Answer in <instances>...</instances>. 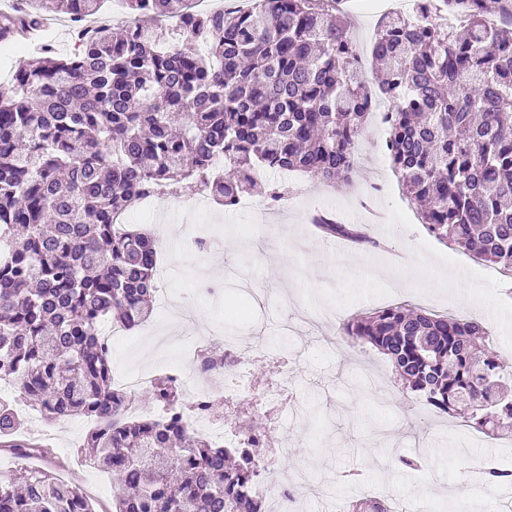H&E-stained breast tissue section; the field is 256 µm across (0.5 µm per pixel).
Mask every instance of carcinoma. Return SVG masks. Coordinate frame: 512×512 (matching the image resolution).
I'll use <instances>...</instances> for the list:
<instances>
[{
    "instance_id": "1",
    "label": "carcinoma",
    "mask_w": 512,
    "mask_h": 512,
    "mask_svg": "<svg viewBox=\"0 0 512 512\" xmlns=\"http://www.w3.org/2000/svg\"><path fill=\"white\" fill-rule=\"evenodd\" d=\"M139 18L173 15L181 29L105 22L65 55L42 58L0 84V379L47 421H93L81 453L122 476L112 512H266L255 495L264 434L226 447L182 420L168 376L154 396L170 412L131 417L112 383L104 320L129 331L150 319L157 242L114 223L159 185L206 187L233 205L260 170L334 183L353 171L357 137L375 105L360 50L336 0H255L249 10L191 12L187 0H124ZM0 12V43L40 29L63 7L75 23L107 0H22ZM457 27L408 15L379 25L377 91L393 106L386 149L427 233L512 279V0H426ZM178 36L198 46L181 49ZM325 237L364 232L321 215ZM343 334L384 354L411 391L444 414L468 410L480 433L512 430V366L470 319L403 305L350 318ZM199 370L222 374L209 350ZM22 419L0 400V512H94L46 465L39 444L15 439ZM350 512H390L362 498Z\"/></svg>"
}]
</instances>
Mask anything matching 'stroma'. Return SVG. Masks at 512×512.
<instances>
[{"label":"stroma","mask_w":512,"mask_h":512,"mask_svg":"<svg viewBox=\"0 0 512 512\" xmlns=\"http://www.w3.org/2000/svg\"><path fill=\"white\" fill-rule=\"evenodd\" d=\"M388 138V127L370 117L358 136L353 183L328 185L299 176L289 204L266 213H228L213 202L154 203L155 212L166 217L159 225L165 241L159 267L174 297H186L202 280L222 278L231 265L260 289L261 298L253 300L224 281L222 302L193 304L192 321L175 326L156 312L149 331H129L111 348L114 370L144 368L161 378L178 364L169 336L186 343L203 336L214 347L229 335L243 348L263 337L271 359L251 368L252 384L261 393L276 374L288 375L292 407L252 410L219 402L215 415L228 425L256 419L268 432L262 458L271 457L278 443H299L298 456L281 466L305 476L296 487L303 512H347L352 499L375 485L391 486L413 510L428 501L435 512H460L454 489L468 472L458 449L490 455L512 443L506 436L479 437L459 416L430 408L403 390L384 355L340 334L356 313L407 304L480 320L491 345L512 364V281L427 234L401 190L386 151ZM370 177L381 178L387 190L363 203L359 193ZM319 213L358 225L382 249L334 250L311 222ZM286 322L300 324V331L283 334ZM20 411L22 437L50 448L58 478L81 487L95 512H111L115 478L87 464L72 465L90 422L75 416L49 423L28 406ZM403 454L420 455L421 469L388 466V459Z\"/></svg>","instance_id":"obj_1"}]
</instances>
